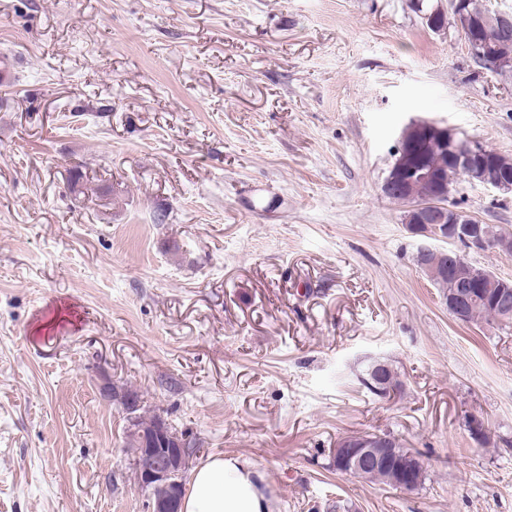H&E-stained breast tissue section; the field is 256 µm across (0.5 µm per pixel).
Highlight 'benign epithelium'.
<instances>
[{"mask_svg":"<svg viewBox=\"0 0 512 512\" xmlns=\"http://www.w3.org/2000/svg\"><path fill=\"white\" fill-rule=\"evenodd\" d=\"M465 0H450L448 26L464 38L472 55L493 63L495 71L508 75L512 63L496 53L493 32L512 29V14L496 11L473 21L464 9ZM435 142L448 150V167L467 178L502 192L512 191V158L502 154L486 156L485 149L471 142L460 143L448 128L427 121H413L402 132L395 160L386 176L382 190L400 193L405 186L416 183L422 197L407 206L403 223L419 237L416 261L428 279L441 289V298L448 312L463 323H472L469 307L482 296L499 312L498 323H512V279L487 270L476 269L466 260L469 251L494 249L512 252V241L500 236L494 226L484 224L448 205V182L428 169L422 162L409 161L410 145ZM102 391L108 398H118L125 408L141 406L140 398L129 395L130 389L106 382ZM139 447L133 449L138 461L141 488L153 493L151 512H181L184 475L190 456L191 441L173 436L166 423L157 421L149 428L135 431ZM337 468L360 478L370 468L395 465L397 487L405 492L416 490L420 481V460L413 452L400 451L398 443L375 434H350L342 437L332 449Z\"/></svg>","mask_w":512,"mask_h":512,"instance_id":"obj_1","label":"benign epithelium"}]
</instances>
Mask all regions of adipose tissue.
I'll use <instances>...</instances> for the list:
<instances>
[{"label":"adipose tissue","instance_id":"adipose-tissue-1","mask_svg":"<svg viewBox=\"0 0 512 512\" xmlns=\"http://www.w3.org/2000/svg\"><path fill=\"white\" fill-rule=\"evenodd\" d=\"M263 477L238 457L210 456L189 476L183 512H269Z\"/></svg>","mask_w":512,"mask_h":512}]
</instances>
